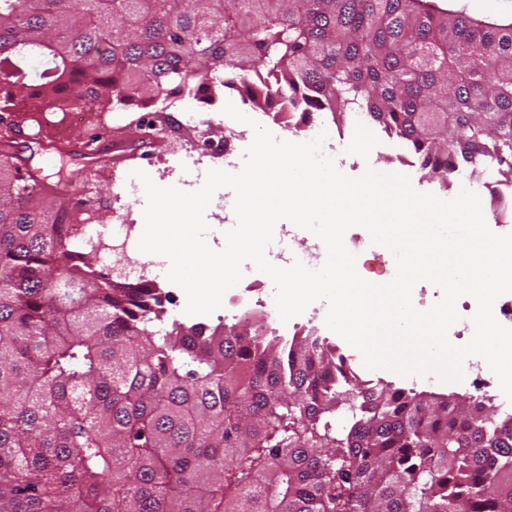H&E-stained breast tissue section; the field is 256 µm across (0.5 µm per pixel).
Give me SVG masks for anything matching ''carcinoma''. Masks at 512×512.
I'll use <instances>...</instances> for the list:
<instances>
[{"label":"carcinoma","mask_w":512,"mask_h":512,"mask_svg":"<svg viewBox=\"0 0 512 512\" xmlns=\"http://www.w3.org/2000/svg\"><path fill=\"white\" fill-rule=\"evenodd\" d=\"M215 72L224 80L211 82ZM238 91L292 124L355 105L448 182H512V26L424 0H0V112ZM0 143V512H507L512 414L358 383L308 332H159L149 281ZM336 433L327 415L345 402Z\"/></svg>","instance_id":"obj_1"}]
</instances>
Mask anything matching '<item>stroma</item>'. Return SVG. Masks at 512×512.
I'll list each match as a JSON object with an SVG mask.
<instances>
[{"instance_id":"obj_1","label":"stroma","mask_w":512,"mask_h":512,"mask_svg":"<svg viewBox=\"0 0 512 512\" xmlns=\"http://www.w3.org/2000/svg\"><path fill=\"white\" fill-rule=\"evenodd\" d=\"M229 102L265 127L277 125L272 114L244 103L237 93L230 90L216 97L213 104L195 102V109L214 121L208 145L200 150L205 167L209 170L224 166L223 108ZM151 114V109L141 107L125 112L101 113V123L111 129L112 138L104 145L101 158L96 162L84 159L67 147L54 149L49 141H38L15 133L12 115L8 112H0V141L7 139L12 142L19 159L23 161V172L43 183L54 185L56 194L66 203L82 198L85 213L90 216L92 223L107 224L117 206L114 194L127 173L142 168L159 186L169 187L177 183L173 170L174 157L167 143L156 141L150 164H143L140 158L141 131L138 122ZM49 148L55 151L56 166L48 170L42 168L41 157ZM326 155L347 176L357 178L369 169L385 174H403L409 177L417 192L431 193L443 200L455 198L461 190H471L478 194L485 222L493 233L500 235L505 229H512V200L505 197L495 199L490 194L499 179L496 170H487L478 180L470 178L468 172L463 171L450 177L448 183H440L424 175L404 141L386 136L380 129L364 123L358 115L350 116L341 137L336 138ZM147 277L155 281L164 295L165 323L178 320L188 325L197 322L212 327L218 325L219 320L213 313L202 317L178 314L176 304L187 301L182 288L154 270L148 272Z\"/></svg>"}]
</instances>
